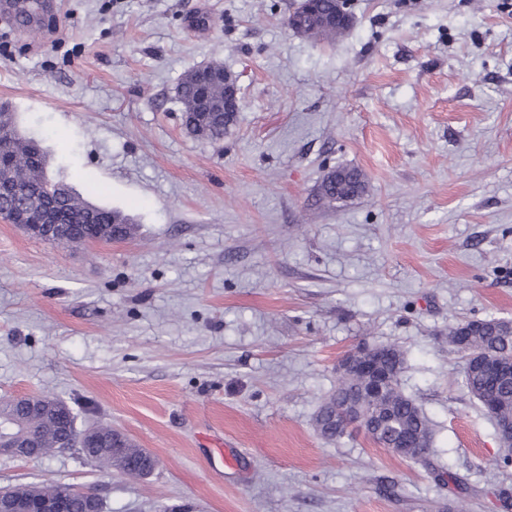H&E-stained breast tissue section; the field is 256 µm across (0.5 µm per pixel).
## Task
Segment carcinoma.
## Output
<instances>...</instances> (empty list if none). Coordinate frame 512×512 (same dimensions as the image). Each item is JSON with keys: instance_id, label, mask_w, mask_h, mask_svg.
Listing matches in <instances>:
<instances>
[{"instance_id": "1", "label": "carcinoma", "mask_w": 512, "mask_h": 512, "mask_svg": "<svg viewBox=\"0 0 512 512\" xmlns=\"http://www.w3.org/2000/svg\"><path fill=\"white\" fill-rule=\"evenodd\" d=\"M177 88L178 102L183 112V123L187 131L210 140H220L230 129V120L222 119L218 114L204 112L199 106L201 90L198 73L190 70L185 73ZM210 99H224V89L214 84L205 88ZM12 144L11 154H0V163H11L13 168L23 174L33 194L42 195L50 191L64 193L65 213L62 220L75 225L77 234H87L89 229L82 226L85 212L98 213V221L105 225L98 239L112 241V232H118L120 238L134 233V225L126 215L95 205L80 204L69 185L63 181L50 180L45 171V156L39 143L22 138L16 128L0 125V141ZM365 189L361 172L355 168H338L323 178L320 184V199L329 203L354 198ZM448 344L463 353L461 369L462 383L470 396L479 403L490 398L498 404L499 414L506 419L512 416V376L503 374L495 383L490 382L483 371L476 366L471 354H494L506 364L512 365V336L504 331L497 319H485L477 326H465L461 323L448 329ZM382 379L378 390L370 394V382L364 377L355 378L350 384H338L336 391L327 396L320 405L315 417L316 430L327 439H337L351 433L355 428L363 432L373 443L384 448L402 439L407 441V449L398 452V456L422 465L443 487H453L464 491L466 487L452 472L431 461L432 428L430 421L416 402L400 389V376L404 369V354L394 345L382 346ZM30 434L44 448L48 455L58 449L59 420L49 413H35L26 416ZM124 451L117 454H105L101 459L107 468L122 470L129 461L140 457L142 449L126 438L122 441ZM63 489L61 485L12 487L7 492L18 502L25 505L40 496H52Z\"/></svg>"}]
</instances>
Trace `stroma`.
<instances>
[{
  "label": "stroma",
  "mask_w": 512,
  "mask_h": 512,
  "mask_svg": "<svg viewBox=\"0 0 512 512\" xmlns=\"http://www.w3.org/2000/svg\"><path fill=\"white\" fill-rule=\"evenodd\" d=\"M28 2L37 19L0 18V104L51 177L135 232L57 245L0 222V397L62 399L157 465L0 455V487L89 489L104 512H512L448 345L512 320V0H347L332 44L287 27L300 0ZM212 61L240 100L219 141L175 97ZM339 167L367 188L328 206ZM390 343L461 494L314 427L338 360Z\"/></svg>",
  "instance_id": "stroma-1"
}]
</instances>
